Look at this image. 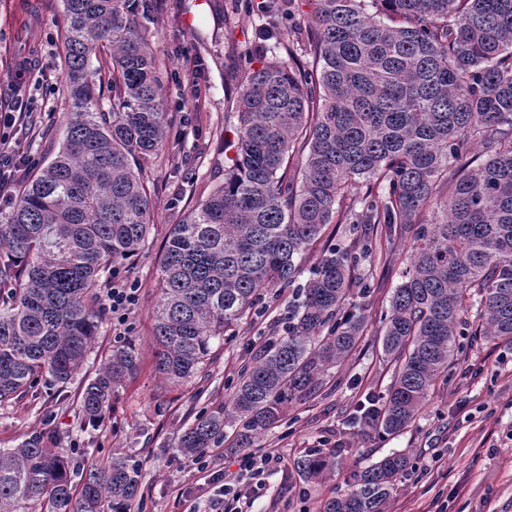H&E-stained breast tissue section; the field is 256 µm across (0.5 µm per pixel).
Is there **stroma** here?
<instances>
[{"mask_svg": "<svg viewBox=\"0 0 512 512\" xmlns=\"http://www.w3.org/2000/svg\"><path fill=\"white\" fill-rule=\"evenodd\" d=\"M288 26L285 12L251 10L246 0H153L145 27L164 64L162 98L172 123L166 148L143 170L154 200L148 246L120 270L122 279L137 283L139 300L126 322L106 318L80 375H94L122 335L140 347L139 371L95 428L81 422L75 382L63 389L44 384L37 396L0 405V448L44 430L59 433L61 453L85 466L131 457L142 471L143 512H184L187 501L206 497L208 485L173 452V439L197 411L230 406L243 363L280 335L291 292L268 293L260 315L241 320L232 340L212 345L194 377L170 383L154 368L159 258L171 224L224 182L249 52ZM22 50L31 57L20 72L16 54ZM65 53L61 0H0V113L21 104L33 108L27 125L14 131L25 157L21 176L36 172L62 144L69 115ZM189 68L198 70V84L183 79ZM412 239L409 229L382 237L383 261L359 265L357 279L370 284L375 308L387 306L409 266ZM377 329L370 321L359 349L327 373L319 391L253 440V447H275L283 457L254 512H319L325 500L346 491L354 470L393 451L407 453L412 468L388 512H428L435 500L447 502V512H512V346L467 342L447 383L437 384L415 422L388 436L349 419L367 396L384 397L391 382ZM313 448L338 451L335 470L322 482L299 477L292 466Z\"/></svg>", "mask_w": 512, "mask_h": 512, "instance_id": "obj_1", "label": "stroma"}]
</instances>
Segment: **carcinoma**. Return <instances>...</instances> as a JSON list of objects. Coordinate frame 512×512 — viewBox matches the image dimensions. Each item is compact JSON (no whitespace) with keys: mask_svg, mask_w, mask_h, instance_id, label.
I'll list each match as a JSON object with an SVG mask.
<instances>
[{"mask_svg":"<svg viewBox=\"0 0 512 512\" xmlns=\"http://www.w3.org/2000/svg\"><path fill=\"white\" fill-rule=\"evenodd\" d=\"M61 3L71 112L62 147L0 212V403L46 376L64 387L81 370L112 269L146 246L153 201L140 164L165 146L170 124L162 63L143 32L151 0ZM309 3V26L288 28L266 48L272 59L245 72L224 184L170 225L158 267L155 368L172 383L195 376L269 291L292 290L282 334L240 371L231 418L242 447L314 394L368 325L370 290L355 288L352 272L375 255L373 237L327 239L330 224L414 228L410 264L379 313L393 380L365 426L405 430L459 337L512 343V0ZM105 48L112 111L98 112L104 67L94 62ZM139 362L132 341L112 346L81 382L85 423L105 420ZM223 440L220 408L197 413L173 447L194 459ZM58 442L39 431L0 448V512H116L135 501L139 464L81 467ZM334 456L314 448L295 468L321 479ZM409 467L399 452L370 463L323 512H386Z\"/></svg>","mask_w":512,"mask_h":512,"instance_id":"obj_1","label":"carcinoma"}]
</instances>
